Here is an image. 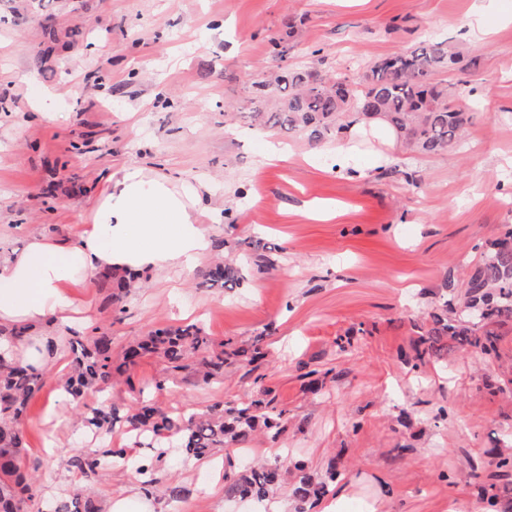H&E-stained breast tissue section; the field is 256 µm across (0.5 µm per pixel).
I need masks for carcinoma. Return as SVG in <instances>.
<instances>
[{"label":"carcinoma","mask_w":512,"mask_h":512,"mask_svg":"<svg viewBox=\"0 0 512 512\" xmlns=\"http://www.w3.org/2000/svg\"><path fill=\"white\" fill-rule=\"evenodd\" d=\"M273 56L279 60L270 78L252 82L249 120L251 124L277 127L287 132L305 133L314 142L338 138L356 123L381 120L395 129L410 146L421 153L437 154L458 144L468 123L469 107L448 94V87L436 81L442 73L464 70V59L449 40H426L407 50L379 58L368 66L361 82L347 74H320L313 78L305 68L288 63L284 38L271 41ZM201 284L210 288L238 285L241 268L229 262H215L198 271ZM99 280L112 289L118 302L134 287L136 277L104 270ZM465 292L461 309L433 315V327L419 340L414 360L423 362L439 356L443 349L485 355L497 352V333L491 326L512 322V226L477 261L463 281ZM446 337L450 344H441ZM76 368L67 378L70 395L78 399L89 390L112 384V337L97 334L81 336L71 344ZM146 353L159 355L173 370L188 367L201 356L199 364L210 378L224 371V344L214 343L199 327L157 328L145 339L126 347L122 366L130 369ZM44 374L18 360L0 357V512H26L25 495L31 477L22 469V424L28 401L45 386ZM268 390L256 387L250 397L236 407L218 403L200 413L173 415L150 402L127 413L126 422L136 443L156 449V460L167 456L175 445L186 456L206 458L230 445L246 447L262 430L277 438L285 428V411L275 410L264 399ZM119 408L103 402L81 413V422L95 435H106L117 422ZM130 466L145 475L153 463L148 458L131 460L123 448H108L100 453L75 456L73 467L92 476L112 464ZM290 473L288 466L273 464L224 471V493L228 498L262 502ZM336 479L330 472L318 486L302 477L295 487L298 512L314 496L329 491ZM55 512H102L101 504L78 490L56 506Z\"/></svg>","instance_id":"carcinoma-1"}]
</instances>
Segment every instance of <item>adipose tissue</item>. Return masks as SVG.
Masks as SVG:
<instances>
[{
	"label": "adipose tissue",
	"mask_w": 512,
	"mask_h": 512,
	"mask_svg": "<svg viewBox=\"0 0 512 512\" xmlns=\"http://www.w3.org/2000/svg\"><path fill=\"white\" fill-rule=\"evenodd\" d=\"M197 192L175 188L137 168L124 169L92 209L76 243L30 236L19 249L0 253V327L37 326L12 357L42 370L53 364L48 342L83 331L76 284L104 269L137 273L164 265L189 267L211 248L208 230L193 214Z\"/></svg>",
	"instance_id": "adipose-tissue-1"
}]
</instances>
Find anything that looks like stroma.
Here are the masks:
<instances>
[{
    "label": "stroma",
    "mask_w": 512,
    "mask_h": 512,
    "mask_svg": "<svg viewBox=\"0 0 512 512\" xmlns=\"http://www.w3.org/2000/svg\"><path fill=\"white\" fill-rule=\"evenodd\" d=\"M287 17L299 20L289 63L356 81L373 60L451 40L471 61L441 78L472 106L461 143L429 155L365 126L321 143L248 126L250 83L276 67L269 42ZM270 142L287 161L265 158ZM132 167L194 187L200 222L246 277L208 288L196 270L165 266L119 305L95 281L92 326L116 352L194 323L236 348L261 340L264 356L254 371L227 360L206 382L196 366L174 371L147 355L129 383L87 392L50 425L49 398L73 360L63 348L24 417L29 512H54L75 486L104 499L133 476L117 463L87 477L73 456L106 445L150 456L125 420L88 435L85 406L107 400L125 412L148 399L183 414L238 403L256 383L286 410L287 427L274 440L257 435L232 465L285 455L310 475L336 468L310 512L334 500L338 512H492L479 490L512 451V394L501 391L512 379V325L494 355L453 353L416 370L404 357L437 306L460 303L447 280H462L512 225V0H0V248L32 232L75 239L107 175ZM155 475L185 497L135 495L128 512H180L185 502L263 510L225 497L205 459L168 458Z\"/></svg>",
    "instance_id": "1"
}]
</instances>
